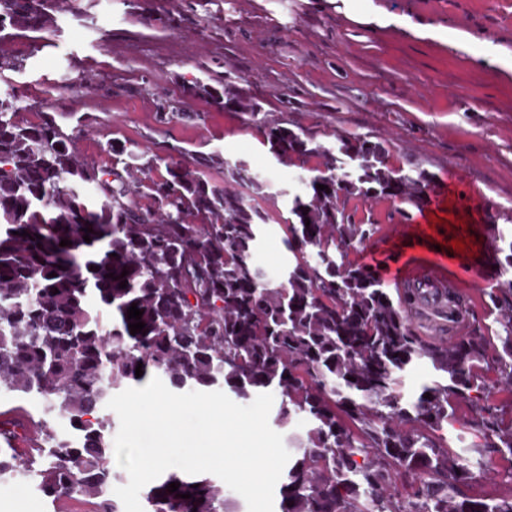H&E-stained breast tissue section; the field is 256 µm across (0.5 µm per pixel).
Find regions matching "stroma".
I'll return each instance as SVG.
<instances>
[{
    "label": "stroma",
    "instance_id": "35a3bbf8",
    "mask_svg": "<svg viewBox=\"0 0 512 512\" xmlns=\"http://www.w3.org/2000/svg\"><path fill=\"white\" fill-rule=\"evenodd\" d=\"M373 4L512 51V0ZM55 18V31L40 42H0L1 53L23 64L0 82V96H23L36 112L92 116L93 131L76 142L79 155L106 161L102 147L112 138L138 141L161 156L168 146L203 142L248 161L286 211L289 196L304 191L308 171L276 163L260 131L239 113L182 97L181 85L192 77L235 80L289 127L328 145L340 133L387 140L389 165L426 171L434 183L469 192L462 210L474 221L451 230L419 223L418 207L406 202L361 203L356 220H372L380 233L353 260L372 264L428 235L427 248L406 254L410 263H442L483 317L479 300L495 284L489 267L465 274L447 246L456 238L474 254L489 225L512 230V72L398 27L357 25L334 0H63ZM166 100L201 120L158 122L157 106ZM284 239L279 224H268L255 257L266 276H278L288 258ZM447 439L486 466L487 477L469 494L503 492L490 474L504 462L478 455L462 426L449 429ZM26 485L20 477L0 480V512L94 510L83 497L55 502Z\"/></svg>",
    "mask_w": 512,
    "mask_h": 512
}]
</instances>
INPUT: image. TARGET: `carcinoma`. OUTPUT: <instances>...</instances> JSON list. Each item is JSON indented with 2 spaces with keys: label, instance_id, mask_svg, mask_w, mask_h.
<instances>
[{
  "label": "carcinoma",
  "instance_id": "1",
  "mask_svg": "<svg viewBox=\"0 0 512 512\" xmlns=\"http://www.w3.org/2000/svg\"><path fill=\"white\" fill-rule=\"evenodd\" d=\"M57 8L58 0H0V40L46 31ZM181 91L245 117L277 163L311 167L307 191L280 216L288 262L278 280L254 263L274 217L257 202L265 189L247 161L184 147L174 151L186 160L166 161L114 138L99 164L75 149L93 130L90 115L66 114L71 126L47 112L32 121L23 97L0 98V391L41 397L43 412L68 425L61 432L28 417L41 446L31 455L0 448V480L31 473L54 501L77 495L96 500L95 512H123L109 492L107 402L131 381L158 377L175 393H272L277 426L307 421L278 512H512V235L491 229L505 279L485 292L486 322L428 340L411 323L418 289L394 298L349 259L380 230L356 223L349 202L417 205L428 174L389 166L384 140L318 142L236 81L192 78ZM157 117L197 114L162 102ZM124 270L121 280L107 277ZM447 294L451 317L468 321L470 301ZM133 303L145 323L134 335ZM420 365L430 379L407 396L405 378ZM456 423L509 464L500 473L508 492L466 493L476 475L444 435ZM144 500L145 512H227L224 485L177 472L158 477Z\"/></svg>",
  "mask_w": 512,
  "mask_h": 512
}]
</instances>
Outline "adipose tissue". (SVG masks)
Here are the masks:
<instances>
[{
  "instance_id": "ef3b65f1",
  "label": "adipose tissue",
  "mask_w": 512,
  "mask_h": 512,
  "mask_svg": "<svg viewBox=\"0 0 512 512\" xmlns=\"http://www.w3.org/2000/svg\"><path fill=\"white\" fill-rule=\"evenodd\" d=\"M343 13L354 23L361 26L393 25L423 37H431L448 42L480 61L492 60L502 68L512 69V55L501 54L498 46L491 40L477 39L471 33L452 27L433 26L418 22L405 14L379 12L373 7L371 0H340Z\"/></svg>"
}]
</instances>
